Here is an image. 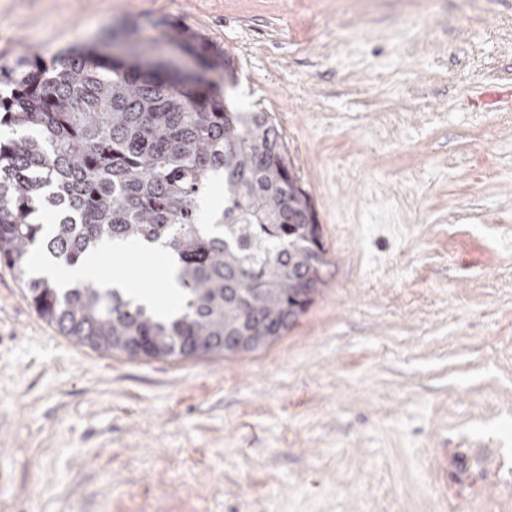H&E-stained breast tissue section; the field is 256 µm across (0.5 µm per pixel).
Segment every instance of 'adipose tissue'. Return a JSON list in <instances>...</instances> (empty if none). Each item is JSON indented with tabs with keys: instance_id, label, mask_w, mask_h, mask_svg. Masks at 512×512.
Instances as JSON below:
<instances>
[{
	"instance_id": "adipose-tissue-1",
	"label": "adipose tissue",
	"mask_w": 512,
	"mask_h": 512,
	"mask_svg": "<svg viewBox=\"0 0 512 512\" xmlns=\"http://www.w3.org/2000/svg\"><path fill=\"white\" fill-rule=\"evenodd\" d=\"M116 257H130L133 259L153 256L152 248L131 243H108L104 248L86 252L75 264L70 266L55 264L52 262L40 263L39 268L44 276L54 281L59 286L66 287L76 282L92 281L101 288L119 290L121 293L137 299L140 303L154 309L159 317H167L173 312V305L178 296L180 287L175 279V266L166 263L162 267L147 264L140 276L114 277L105 273L103 269L104 255ZM149 277L159 278L163 288L155 290L143 287V279Z\"/></svg>"
}]
</instances>
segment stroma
Masks as SVG:
<instances>
[{"instance_id":"stroma-1","label":"stroma","mask_w":512,"mask_h":512,"mask_svg":"<svg viewBox=\"0 0 512 512\" xmlns=\"http://www.w3.org/2000/svg\"><path fill=\"white\" fill-rule=\"evenodd\" d=\"M271 112L332 275L271 345L76 344L0 262V512H512V0H0V64L155 23ZM155 25L161 28L162 39L185 49L209 69H224V83L229 86L236 84L237 74L232 61L225 52L223 56L216 51L204 35L192 28L166 20L157 21Z\"/></svg>"}]
</instances>
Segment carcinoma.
<instances>
[{"label": "carcinoma", "instance_id": "obj_1", "mask_svg": "<svg viewBox=\"0 0 512 512\" xmlns=\"http://www.w3.org/2000/svg\"><path fill=\"white\" fill-rule=\"evenodd\" d=\"M162 39L209 69L228 56L192 28L160 20ZM119 35L140 58L137 23ZM0 260L22 265L39 246L68 262L113 240L160 243L181 286L161 319L116 291L88 283L28 282L39 315L95 351L188 360L250 353L284 336L327 284L322 227L298 185L274 116L243 110L199 78L142 70L120 60L26 54L0 66ZM216 173L224 210L203 218ZM59 213L43 235L40 213Z\"/></svg>", "mask_w": 512, "mask_h": 512}]
</instances>
